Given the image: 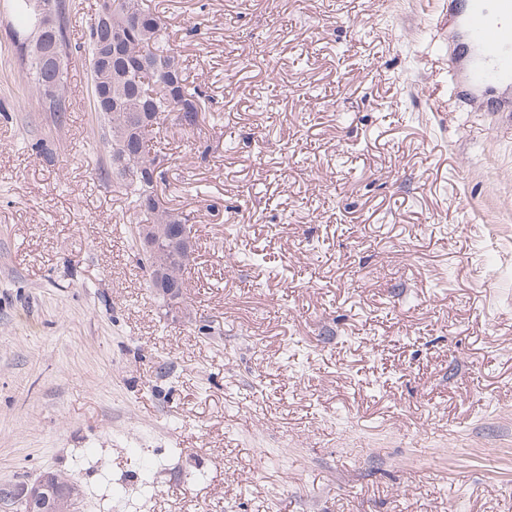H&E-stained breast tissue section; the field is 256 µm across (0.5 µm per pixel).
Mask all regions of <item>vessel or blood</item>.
I'll list each match as a JSON object with an SVG mask.
<instances>
[{
    "mask_svg": "<svg viewBox=\"0 0 512 512\" xmlns=\"http://www.w3.org/2000/svg\"><path fill=\"white\" fill-rule=\"evenodd\" d=\"M512 17V0H466L464 32L478 59L460 65L449 58L448 69L455 87L480 91L487 85L512 79V31L495 23V16Z\"/></svg>",
    "mask_w": 512,
    "mask_h": 512,
    "instance_id": "1",
    "label": "vessel or blood"
}]
</instances>
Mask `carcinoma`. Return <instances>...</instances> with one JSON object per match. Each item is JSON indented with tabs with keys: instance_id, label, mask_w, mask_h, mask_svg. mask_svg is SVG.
<instances>
[{
	"instance_id": "carcinoma-1",
	"label": "carcinoma",
	"mask_w": 512,
	"mask_h": 512,
	"mask_svg": "<svg viewBox=\"0 0 512 512\" xmlns=\"http://www.w3.org/2000/svg\"><path fill=\"white\" fill-rule=\"evenodd\" d=\"M40 0H15L22 31L28 32L35 7ZM60 8L58 51L68 58L73 54L66 27V0H57ZM122 32L117 51H112V32ZM29 76L31 88L44 111L64 119L67 107V71L55 83V100L44 95V81L33 57L20 41H15ZM88 54L99 53L101 61L91 72L92 105L104 145L110 157L124 156L125 172L119 184L125 195L143 215L142 224H186L189 218L150 200L157 186L144 175L163 179L160 156L151 153L147 135L162 125L171 114L178 124L194 130L199 126L201 92L187 83L179 55L164 43V23L160 16L145 9L143 0H112L110 23L94 27L86 34Z\"/></svg>"
}]
</instances>
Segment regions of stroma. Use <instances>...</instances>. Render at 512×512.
Segmentation results:
<instances>
[{"mask_svg": "<svg viewBox=\"0 0 512 512\" xmlns=\"http://www.w3.org/2000/svg\"><path fill=\"white\" fill-rule=\"evenodd\" d=\"M143 2L204 98L200 133L158 134L197 243L178 320L86 53L56 122L0 0V485L75 476L76 512H512V112L451 88L448 0Z\"/></svg>", "mask_w": 512, "mask_h": 512, "instance_id": "35a3bbf8", "label": "stroma"}]
</instances>
